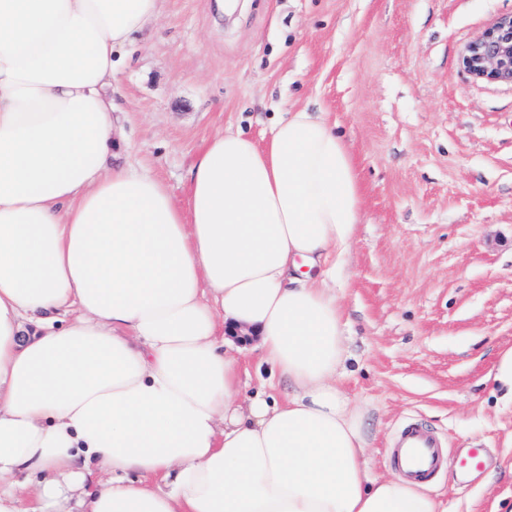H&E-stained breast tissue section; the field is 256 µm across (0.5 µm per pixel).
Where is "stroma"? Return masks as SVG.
<instances>
[{
  "label": "stroma",
  "mask_w": 512,
  "mask_h": 512,
  "mask_svg": "<svg viewBox=\"0 0 512 512\" xmlns=\"http://www.w3.org/2000/svg\"><path fill=\"white\" fill-rule=\"evenodd\" d=\"M512 0H162L112 79L124 147L178 201L224 129L253 139L299 109L327 113L363 186L352 275L337 279L372 472H397L399 424L423 423L449 458L479 444L488 468L447 469L445 512L512 501V399L488 379L512 348V85L473 79L469 42Z\"/></svg>",
  "instance_id": "35a3bbf8"
}]
</instances>
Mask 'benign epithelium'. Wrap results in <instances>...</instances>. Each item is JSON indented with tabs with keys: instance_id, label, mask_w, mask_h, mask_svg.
Segmentation results:
<instances>
[{
	"instance_id": "7a95c632",
	"label": "benign epithelium",
	"mask_w": 512,
	"mask_h": 512,
	"mask_svg": "<svg viewBox=\"0 0 512 512\" xmlns=\"http://www.w3.org/2000/svg\"><path fill=\"white\" fill-rule=\"evenodd\" d=\"M460 63L475 80L512 85V14L497 18L473 39Z\"/></svg>"
}]
</instances>
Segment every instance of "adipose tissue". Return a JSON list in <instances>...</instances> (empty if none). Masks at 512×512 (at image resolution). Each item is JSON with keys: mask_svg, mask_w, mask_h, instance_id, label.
Here are the masks:
<instances>
[{"mask_svg": "<svg viewBox=\"0 0 512 512\" xmlns=\"http://www.w3.org/2000/svg\"><path fill=\"white\" fill-rule=\"evenodd\" d=\"M160 3L0 0V512H444L373 477L340 387L363 193L326 113L224 131L183 203L113 164L118 53ZM228 320L283 400L244 394Z\"/></svg>", "mask_w": 512, "mask_h": 512, "instance_id": "obj_1", "label": "adipose tissue"}]
</instances>
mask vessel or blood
Here are the masks:
<instances>
[{"mask_svg": "<svg viewBox=\"0 0 512 512\" xmlns=\"http://www.w3.org/2000/svg\"><path fill=\"white\" fill-rule=\"evenodd\" d=\"M390 458L400 475L418 483L430 482L447 463L440 438L415 422L401 427Z\"/></svg>", "mask_w": 512, "mask_h": 512, "instance_id": "vessel-or-blood-1", "label": "vessel or blood"}]
</instances>
